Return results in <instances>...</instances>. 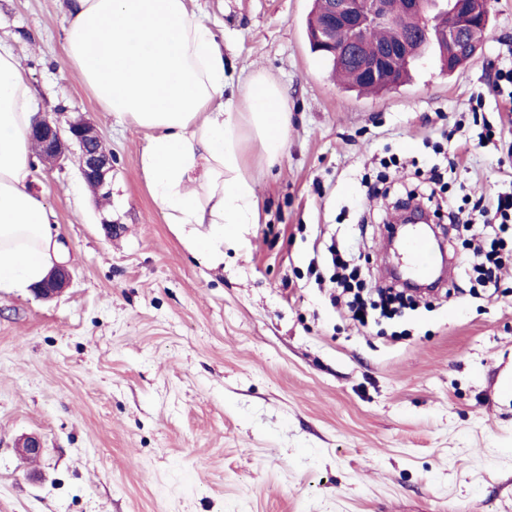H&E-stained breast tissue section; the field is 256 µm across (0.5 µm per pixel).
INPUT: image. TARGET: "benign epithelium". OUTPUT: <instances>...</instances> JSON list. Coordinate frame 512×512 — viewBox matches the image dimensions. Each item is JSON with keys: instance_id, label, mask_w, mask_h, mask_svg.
I'll list each match as a JSON object with an SVG mask.
<instances>
[{"instance_id": "obj_1", "label": "benign epithelium", "mask_w": 512, "mask_h": 512, "mask_svg": "<svg viewBox=\"0 0 512 512\" xmlns=\"http://www.w3.org/2000/svg\"><path fill=\"white\" fill-rule=\"evenodd\" d=\"M389 0H319L321 21L316 31L317 48L337 56H354L358 60V75L364 82L390 81L402 61L419 60L433 46L448 50V45L460 42L478 51L489 26V0H401V14L416 29V41L400 40L380 46L373 52H363L366 35L394 22ZM347 34L344 42L336 41V31ZM38 146V159L48 167L60 166L68 159L71 147L79 155L82 178L95 191L111 194L108 175L112 172V154L104 147L93 124L82 116L61 124L58 120L38 118L29 131ZM400 223L393 225L389 244H394L399 229L409 224L423 223L441 242L440 225L430 222L422 210L398 207ZM71 279L68 266L54 268L32 288L42 299L59 294Z\"/></svg>"}]
</instances>
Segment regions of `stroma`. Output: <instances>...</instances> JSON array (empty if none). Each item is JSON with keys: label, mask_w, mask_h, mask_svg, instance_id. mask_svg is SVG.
<instances>
[{"label": "stroma", "mask_w": 512, "mask_h": 512, "mask_svg": "<svg viewBox=\"0 0 512 512\" xmlns=\"http://www.w3.org/2000/svg\"><path fill=\"white\" fill-rule=\"evenodd\" d=\"M312 3L196 0L229 83L264 71L291 112L277 164L248 151L260 219L225 231L215 265L153 201L148 133L66 63L68 0H0V47L38 112L84 115L112 154L103 203L76 156L38 173L70 285L50 301L0 294V512H512V263L486 290L452 238L456 289L365 326L316 282L332 245L383 282L393 188L445 164L443 132L496 139L433 207L512 186V106L490 87L512 66V0H491L481 49L453 75L429 52L409 83L362 95L312 52ZM366 178L391 193L365 199ZM32 433L34 460L16 451Z\"/></svg>", "instance_id": "obj_1"}]
</instances>
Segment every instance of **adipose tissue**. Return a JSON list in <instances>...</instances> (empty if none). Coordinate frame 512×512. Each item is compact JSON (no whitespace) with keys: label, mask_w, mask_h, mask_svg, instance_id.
Here are the masks:
<instances>
[{"label":"adipose tissue","mask_w":512,"mask_h":512,"mask_svg":"<svg viewBox=\"0 0 512 512\" xmlns=\"http://www.w3.org/2000/svg\"><path fill=\"white\" fill-rule=\"evenodd\" d=\"M192 2L70 0L63 40L94 99L151 132L142 166L154 202L219 261L225 229L258 221L247 152L277 162L291 114L283 87L260 71L225 96L224 41ZM34 114L22 66L0 50V291L34 285L63 261L54 213L34 188Z\"/></svg>","instance_id":"ef3b65f1"}]
</instances>
